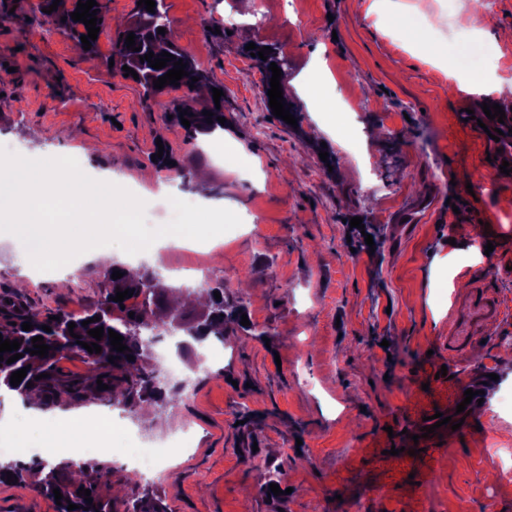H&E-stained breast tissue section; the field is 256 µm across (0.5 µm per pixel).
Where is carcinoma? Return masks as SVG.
<instances>
[{
	"label": "carcinoma",
	"mask_w": 512,
	"mask_h": 512,
	"mask_svg": "<svg viewBox=\"0 0 512 512\" xmlns=\"http://www.w3.org/2000/svg\"><path fill=\"white\" fill-rule=\"evenodd\" d=\"M78 0H72V7L63 11L61 16L66 21L59 22L60 27L73 38L79 40L81 36L88 35L85 24L75 21L70 13L77 8ZM132 18L146 21V24L137 29L123 27L112 40V59L119 66H128L134 69L139 77V83L144 89L142 101L146 102L164 89L154 88L153 81L165 75L174 68V61L167 62L162 69L150 67L149 62H141L140 57L148 52H153L154 57H161L166 51L176 59L183 60L186 64L185 71L193 77L199 78L195 82L197 86H203L208 90L207 101L196 106L190 102L182 104L181 110L189 112L186 119L190 121V127L186 129L187 138L195 140L200 136H209L216 130L224 129L218 118L224 116V109L216 108L212 89L221 88V85L212 80L210 75L199 68L192 55L173 44L170 34L158 33V28H169L167 9L164 0H155L154 12L146 11V6L136 7ZM135 34V46L140 51L134 52L125 44L128 34ZM214 113L212 123H207L203 111ZM115 270H123L120 265H114L105 271V277L109 279L110 287L101 292L97 304L85 310L84 315L75 318L67 312H59V320H51L49 316L30 310L17 309L14 300L8 294L0 295V336L3 339L17 340L21 346L16 351L3 353L4 360L0 362V390L18 395L25 403L33 404L37 408H43L55 403L60 394H65L69 403L79 404L85 401L90 393L109 402L117 403L125 407L142 405L165 408L176 405L182 401L180 386H172L162 382L157 376V366L152 348L159 333L177 335L181 332L185 338L178 341V351L185 355L196 353L194 345L202 344L210 337L224 341V337L234 334L235 327L241 325L243 308L226 300L218 301L214 292L224 293V282H219L208 289L209 304L198 314L184 320L178 315L166 314V300L170 288L163 283L161 274L154 270H146L137 273L133 278L125 276L113 280L111 275ZM130 289L132 298L123 302H114L116 290ZM143 302H138V298ZM134 317H129V313ZM94 316L99 320L82 326V322ZM31 323L33 329L22 330V324ZM75 323L74 333L80 336V340L91 343L96 342L102 347L98 354L89 353L87 349L76 343L75 338L69 333L67 324ZM48 326L51 331L46 332L42 326ZM96 327L105 330L103 338L97 340L88 334V331ZM111 329L124 337L123 344L128 347L124 352H117L110 345L109 334ZM41 336L44 343L50 346L48 355L41 358L28 353L33 348L32 338ZM22 353L23 357L9 364L7 359L16 353ZM73 355L81 358L88 368V375L78 380H64L59 373L61 358ZM134 356V360H127V356ZM119 357L115 363H110L108 357ZM30 366L27 375L22 382L14 387L10 384L12 373L25 366ZM42 373L49 374L47 378H38ZM109 386L107 390L98 389L97 379ZM32 386H27V383ZM12 473L16 484L23 485L29 479L37 478L36 486L39 492L55 500L53 489H60L63 494L61 504L55 506L56 512H116L115 500L112 499V484L101 483L100 479L108 473L107 466L100 461L76 462L68 458L47 460L35 457L29 463L21 461H7L0 463V484H7V473ZM91 491L92 501L85 500V496L78 495L80 488ZM76 504L78 508L69 511L68 504ZM125 512H168V507L160 496L149 488H144L140 496L125 502Z\"/></svg>",
	"instance_id": "1"
}]
</instances>
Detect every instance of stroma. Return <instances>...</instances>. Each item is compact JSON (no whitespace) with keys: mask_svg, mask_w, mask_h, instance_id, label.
Returning a JSON list of instances; mask_svg holds the SVG:
<instances>
[{"mask_svg":"<svg viewBox=\"0 0 512 512\" xmlns=\"http://www.w3.org/2000/svg\"><path fill=\"white\" fill-rule=\"evenodd\" d=\"M41 2L0 0V143L29 158L77 156L89 177L145 201L156 227L174 216L168 190L189 194L157 169V147L190 174L207 171L201 205L230 209L242 223L216 252L171 246L160 265L173 287L179 273L207 265V281H223L225 299L241 302L250 322L209 339L220 354L206 371L182 359L193 393L165 427L147 408L122 407L111 411L110 449L99 434L65 429L48 446L108 462L113 487L132 499L141 488L126 482L119 448L190 425L189 453L171 460L172 477L150 483L170 512H512V475L501 469L512 459V409L499 402L512 391V177L495 174L477 122L463 119L485 102L512 112V99L494 90L512 82V42L489 51L462 24L512 29V0H494L490 19L475 0H267L262 26L253 0H165L174 42L224 87L225 163L200 153L169 117L193 91L145 101L139 84L109 66L134 0H105L92 54L56 31ZM227 13L238 26L216 33ZM457 38L503 65L498 76L481 70L480 92L463 90L471 78L448 51ZM250 42L284 60L299 127L275 117L253 83ZM307 81L324 87L323 105L301 96ZM337 85L354 149L328 108ZM456 195L467 211L453 212ZM354 217L380 227L375 246L349 226ZM487 224L507 245L500 254L481 242ZM79 262L63 278L33 270L19 239L0 234V291L44 315L91 308L104 267ZM480 288L505 313L449 350L452 317ZM254 328L268 330V341L254 339ZM467 384L483 393L478 412L446 437L424 434L425 417L451 416ZM88 408L60 400L36 410L0 392V420H75ZM0 512L54 505L30 481L0 485Z\"/></svg>","mask_w":512,"mask_h":512,"instance_id":"1","label":"stroma"}]
</instances>
